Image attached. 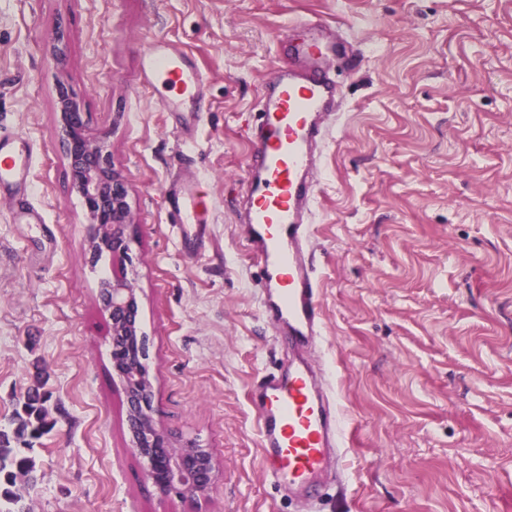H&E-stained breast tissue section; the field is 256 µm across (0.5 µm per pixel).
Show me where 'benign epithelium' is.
<instances>
[{
  "label": "benign epithelium",
  "mask_w": 512,
  "mask_h": 512,
  "mask_svg": "<svg viewBox=\"0 0 512 512\" xmlns=\"http://www.w3.org/2000/svg\"><path fill=\"white\" fill-rule=\"evenodd\" d=\"M59 103L73 185L83 199L88 223L94 227L91 255L107 253L112 257V276L100 285L99 300L111 322L112 368L124 389L132 449L145 460L146 477L160 494L194 496L211 483L214 465L207 449L175 445L152 416L153 386L137 321L138 289L127 273L131 211L125 183L112 167L107 134L88 133L84 113L63 89Z\"/></svg>",
  "instance_id": "7a95c632"
}]
</instances>
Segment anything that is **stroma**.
Here are the masks:
<instances>
[{
	"label": "stroma",
	"instance_id": "35a3bbf8",
	"mask_svg": "<svg viewBox=\"0 0 512 512\" xmlns=\"http://www.w3.org/2000/svg\"><path fill=\"white\" fill-rule=\"evenodd\" d=\"M307 19L353 49L332 70L312 228L314 356L348 466L320 512H512V0H0V131L33 145L24 201L0 195V431L38 384L56 421L11 442L35 461L25 512H302L261 462L249 390L289 349L238 200L263 85ZM159 39L202 73L194 125L142 84ZM63 85L127 188L153 417L215 464L194 497L162 496L131 449L97 299L112 259L89 258ZM186 178L209 204L192 257L165 203ZM22 203L43 223H20Z\"/></svg>",
	"mask_w": 512,
	"mask_h": 512
}]
</instances>
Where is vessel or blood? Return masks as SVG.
<instances>
[{
    "label": "vessel or blood",
    "mask_w": 512,
    "mask_h": 512,
    "mask_svg": "<svg viewBox=\"0 0 512 512\" xmlns=\"http://www.w3.org/2000/svg\"><path fill=\"white\" fill-rule=\"evenodd\" d=\"M317 21L306 24L293 47L297 67L279 66L267 79L260 118L250 133L252 164L246 176L244 219L248 252L259 269L266 321L292 346L297 361L267 374L250 391L258 417L265 471L277 486L307 500L327 479H342L345 430L333 384H322L308 356L322 332L318 284L309 262L315 192V150L329 134L338 87L329 62L345 54L327 41ZM146 86L170 88L164 109L186 125L196 122L194 103L204 81L191 59L167 44L155 45L142 65ZM27 139L0 133V192L21 197L29 188ZM183 236L205 223L206 206L195 181L166 193Z\"/></svg>",
    "instance_id": "b4317fda"
}]
</instances>
